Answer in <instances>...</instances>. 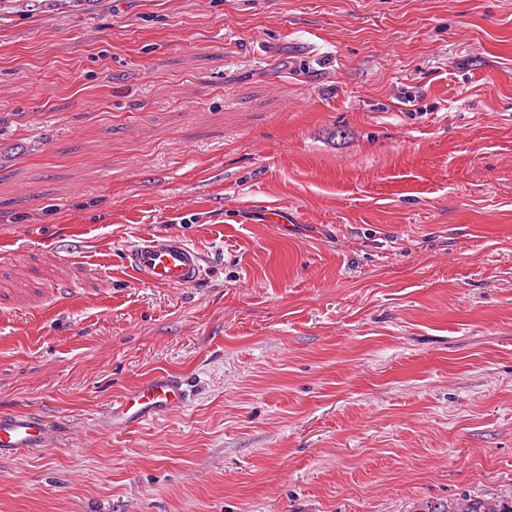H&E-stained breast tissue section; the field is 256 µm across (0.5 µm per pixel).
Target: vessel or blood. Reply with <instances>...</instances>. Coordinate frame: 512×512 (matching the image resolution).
Returning <instances> with one entry per match:
<instances>
[{
    "label": "vessel or blood",
    "mask_w": 512,
    "mask_h": 512,
    "mask_svg": "<svg viewBox=\"0 0 512 512\" xmlns=\"http://www.w3.org/2000/svg\"><path fill=\"white\" fill-rule=\"evenodd\" d=\"M127 267L150 283L179 287L193 284L202 273L199 252L183 237L151 234L126 256ZM187 391L181 380L155 374L120 399L106 414L108 427L129 428L185 407ZM57 433L34 412L0 413V456L20 455L33 448L53 447Z\"/></svg>",
    "instance_id": "obj_1"
}]
</instances>
